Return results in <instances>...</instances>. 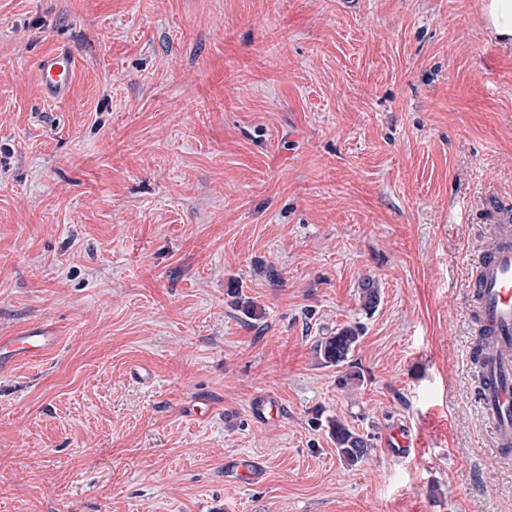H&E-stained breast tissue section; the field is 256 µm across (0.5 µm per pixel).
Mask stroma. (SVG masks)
<instances>
[{"instance_id":"stroma-1","label":"stroma","mask_w":512,"mask_h":512,"mask_svg":"<svg viewBox=\"0 0 512 512\" xmlns=\"http://www.w3.org/2000/svg\"><path fill=\"white\" fill-rule=\"evenodd\" d=\"M491 197L483 0H0V336L59 338L0 369V512H512L467 287ZM353 324L348 390L315 345ZM39 78L47 96L53 100L68 97L76 74V61L70 52L57 49L42 57ZM329 436L340 460L347 467H355L365 461L372 449L371 438L356 431L341 419H329Z\"/></svg>"}]
</instances>
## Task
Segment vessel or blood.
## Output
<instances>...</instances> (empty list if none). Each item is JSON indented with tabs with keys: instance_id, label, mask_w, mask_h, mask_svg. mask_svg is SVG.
<instances>
[{
	"instance_id": "obj_1",
	"label": "vessel or blood",
	"mask_w": 512,
	"mask_h": 512,
	"mask_svg": "<svg viewBox=\"0 0 512 512\" xmlns=\"http://www.w3.org/2000/svg\"><path fill=\"white\" fill-rule=\"evenodd\" d=\"M76 74L70 52L56 50L42 57L39 78L45 93L60 101L68 97ZM480 323L496 336L498 349L483 368L480 402L494 420L498 447L512 446V235L505 233L488 245L472 284ZM56 343L52 332L32 327L0 336V367L18 359H37Z\"/></svg>"
}]
</instances>
